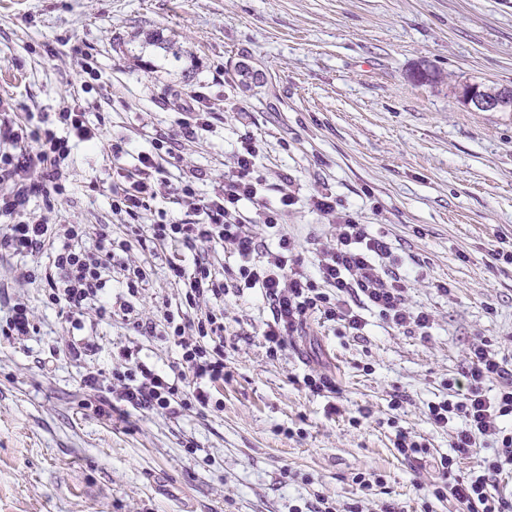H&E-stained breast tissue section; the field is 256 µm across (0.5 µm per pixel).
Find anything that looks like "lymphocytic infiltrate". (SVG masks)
<instances>
[{
    "label": "lymphocytic infiltrate",
    "mask_w": 512,
    "mask_h": 512,
    "mask_svg": "<svg viewBox=\"0 0 512 512\" xmlns=\"http://www.w3.org/2000/svg\"><path fill=\"white\" fill-rule=\"evenodd\" d=\"M58 122L71 126L80 139L96 137L85 125L82 113L75 111L59 113L54 119L41 117L32 126L7 134L10 146L0 150V174L14 179L15 185L10 192L0 194V217L5 220L0 226V250L22 257L45 252L42 280L47 300L66 313L77 332L63 352L79 361L95 348L93 341L80 335L85 312L94 310L101 321L111 320L116 308L123 315H131V299L139 295L147 274L138 266L129 269V298L113 305L106 290L115 250L108 225L91 230L83 224L20 220L32 195L63 190L61 164L69 155V146L54 129ZM162 147L157 141L151 151L140 154L136 180L112 193L113 211L131 218L129 232L139 244L162 242L190 250L212 246L230 250L239 261L237 274L227 284L208 263L196 262L189 272L182 263L170 262L169 269L180 287V302L174 307L163 304L157 321L149 322L147 328L160 332L179 348L177 375L171 377L149 368L139 362L135 350L126 348L120 353L122 368L106 375L87 373L83 377L85 387L136 412L174 415L192 405L208 407L211 387L224 380V298L232 287L240 292L260 289L268 301L271 318L261 335L273 355L287 351L290 337L298 335L314 315L358 331L365 325L361 311L369 308L399 328L429 327L430 314L410 308L400 280L384 279L378 269L379 261L391 256L389 244L370 236L356 214L338 210L332 194H320L313 201L315 209L336 226L335 243L320 251L317 277L303 270L288 236H280L275 251L258 254L253 224L270 229L279 226L297 198L284 189L277 205L266 204L255 170L258 149L253 140L243 141L224 174L223 185L209 198H197L190 180L174 188L176 204L198 213L197 223H184L162 208L153 223H141L142 212L156 200L157 187L165 181L158 162ZM247 203L255 209L253 216L243 212ZM90 236L95 239L91 246L86 243ZM492 379L498 380L499 387L490 395L485 383ZM466 380L464 392L454 399L427 406L426 418L434 427H447L457 418L463 421L452 436V456L440 461L441 480L433 484L432 494L438 499L452 497L469 512H512L511 502L488 492L493 479L512 468V431L503 427L505 418L512 417V369L487 345L476 344L468 353ZM486 437L494 439L496 447L492 455L482 456L477 443ZM459 455L474 458L464 477L454 473Z\"/></svg>",
    "instance_id": "lymphocytic-infiltrate-1"
}]
</instances>
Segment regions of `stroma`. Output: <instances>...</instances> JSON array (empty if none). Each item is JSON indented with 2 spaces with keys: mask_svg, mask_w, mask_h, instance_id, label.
I'll use <instances>...</instances> for the list:
<instances>
[{
  "mask_svg": "<svg viewBox=\"0 0 512 512\" xmlns=\"http://www.w3.org/2000/svg\"><path fill=\"white\" fill-rule=\"evenodd\" d=\"M244 59L260 74L247 89L235 78ZM424 65L438 81L415 79ZM465 81L512 86V0H0V113L23 125L73 109L100 133L82 141L58 126L71 146L65 190L32 196L23 220L107 224L126 240L112 191L153 140L176 155L168 184L190 179L205 196L252 138L267 204L285 187L298 198L283 224L308 272L336 238L312 207L330 192L390 243L409 306L432 316L423 332L374 311L359 332L313 318L272 356L261 336L268 303L233 290L230 376L211 405L107 416L87 371L112 370L131 347L168 374L178 348L121 315L90 313L94 354L59 355L72 329L45 299L41 256L0 254V323L21 300L38 328L0 345V512H312L321 496L364 512H468L429 492L453 431L432 427L426 411L465 385L472 345L512 366V112L462 108ZM198 90L211 128L191 140L179 112ZM174 252L135 242L116 251L113 298L137 265L148 274L142 320L178 304ZM310 369L330 374L337 393L301 387ZM402 431L427 454L401 456Z\"/></svg>",
  "mask_w": 512,
  "mask_h": 512,
  "instance_id": "1",
  "label": "stroma"
}]
</instances>
